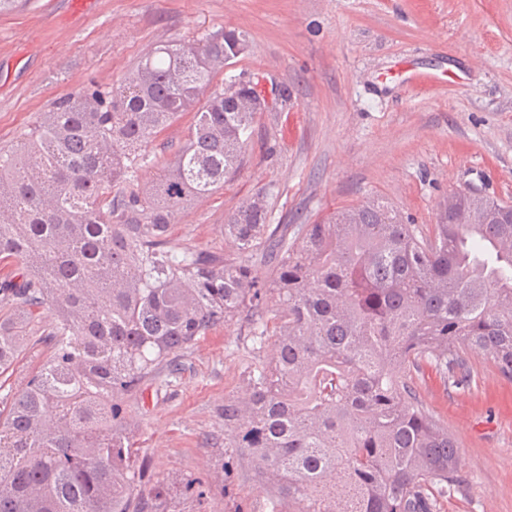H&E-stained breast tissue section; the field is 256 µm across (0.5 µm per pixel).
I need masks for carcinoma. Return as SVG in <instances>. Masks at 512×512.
<instances>
[{"label":"carcinoma","mask_w":512,"mask_h":512,"mask_svg":"<svg viewBox=\"0 0 512 512\" xmlns=\"http://www.w3.org/2000/svg\"><path fill=\"white\" fill-rule=\"evenodd\" d=\"M219 30L163 43L116 88L55 102L27 143L0 151V378L46 357L0 400V512H169L132 464L124 398L209 331L246 314L254 363L224 399V447L239 448L288 512H440L459 481L448 426L413 376H469L479 350L512 378V205L464 190L429 233L380 199L276 237L265 190L224 221L234 254L171 245L175 215L236 174L265 90L213 85L246 52ZM252 111L241 110L243 102ZM193 120L155 181L135 168L178 117ZM484 222L460 224L462 212ZM273 243L262 279L248 258ZM51 308L56 322L38 325Z\"/></svg>","instance_id":"1"}]
</instances>
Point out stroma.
Segmentation results:
<instances>
[{
    "label": "stroma",
    "instance_id": "stroma-1",
    "mask_svg": "<svg viewBox=\"0 0 512 512\" xmlns=\"http://www.w3.org/2000/svg\"><path fill=\"white\" fill-rule=\"evenodd\" d=\"M221 29L249 39L232 74L288 85L292 99L256 114L239 172L176 214L174 246L228 253L224 218L260 188L275 225L379 198L427 230L449 192L468 187L512 204V0H23L0 15V148L23 142L60 97L118 86L157 43ZM191 121L148 146L140 183ZM273 346L234 319L125 398L135 460L166 483L171 512H270L269 487L224 445L222 411ZM469 366L463 388L428 367L414 378L459 447L462 484L441 512H512V379L479 351ZM194 478L203 499L184 494Z\"/></svg>",
    "mask_w": 512,
    "mask_h": 512
}]
</instances>
